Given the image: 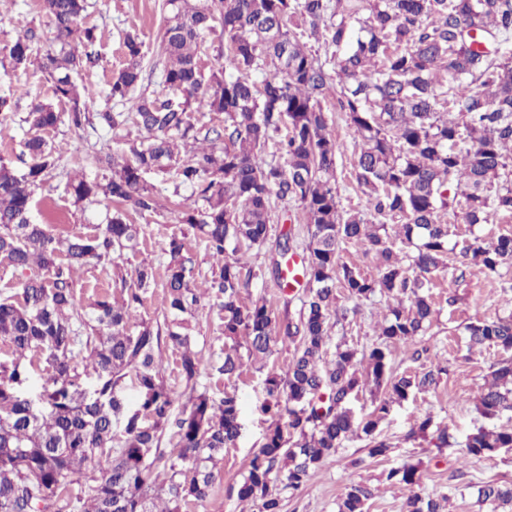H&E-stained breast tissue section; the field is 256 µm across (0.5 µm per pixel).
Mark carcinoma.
<instances>
[{"label":"carcinoma","mask_w":512,"mask_h":512,"mask_svg":"<svg viewBox=\"0 0 512 512\" xmlns=\"http://www.w3.org/2000/svg\"><path fill=\"white\" fill-rule=\"evenodd\" d=\"M163 34L170 65L163 92L133 97L142 82V42L124 38L126 62L112 74L108 97L129 105L144 132L121 154L93 163L110 172L68 184L75 202L127 203L155 213L159 200L145 175L168 173L197 198L178 203L187 224L216 260L207 287L193 285L194 261L171 238L163 284V322H135L153 269L136 271L121 300L104 296L87 306L76 296L74 274L91 264L114 263L135 251L143 229L112 214L95 235H53L31 222L33 189L55 169L57 148L42 136L61 122L53 105L39 103L25 122L27 170L0 163V266L16 280L0 298V512H186L209 498L221 480L224 449L240 436L235 392L216 397L200 382L209 370L231 379L244 359L292 351L283 373L263 380L260 406L270 416L249 461L237 499L240 512H282L279 486L293 490L334 461L343 442L368 441L369 455H387L392 443L379 426L395 404L437 384L433 371L396 374L390 346L424 335L434 313L429 288L447 269L448 225L439 210L457 207L467 224L512 215V0H167ZM52 47L39 68L53 96L68 104L79 129L93 92L74 75L95 66L94 28L80 27L85 0H44ZM221 27L227 54L210 74L201 65L205 37ZM332 50L328 66L306 40ZM30 30L7 49L16 69L30 63ZM79 41L83 52L72 42ZM336 92L360 153L354 167L371 218L346 211L332 183L340 150L323 103ZM222 112L211 144L179 162L172 145L194 129V112ZM275 151L262 158L267 147ZM455 188L448 196L449 188ZM297 202L310 240L298 319L275 316L267 298L246 304L241 290L252 272L225 254L262 246L271 232L273 200ZM203 205H198V201ZM398 218L394 233L384 220ZM366 246L377 260L374 277L340 262V245ZM463 256L496 271L512 266V235L487 243L476 238ZM346 299L385 297L387 314L369 353L346 341L332 343L337 288ZM212 301L224 343L203 361L187 332L185 314ZM469 348L504 353L481 388L476 411L484 420L512 413V312L466 326ZM177 351L182 391L166 384L162 351ZM45 373L36 398L21 393L28 372ZM139 392L125 407L127 383ZM370 387L373 409L351 407ZM181 411L173 415L175 400ZM464 459L512 451V425L477 426L459 443ZM408 490L406 512H444V495L419 492L420 467L385 473ZM374 497L350 482L337 512H368ZM477 499L512 506V483L485 482Z\"/></svg>","instance_id":"carcinoma-1"}]
</instances>
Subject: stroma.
<instances>
[{"label": "stroma", "instance_id": "obj_1", "mask_svg": "<svg viewBox=\"0 0 512 512\" xmlns=\"http://www.w3.org/2000/svg\"><path fill=\"white\" fill-rule=\"evenodd\" d=\"M166 0H86L83 23L96 28L97 49L102 61L99 66L83 71L79 80L92 85L97 97L90 112L113 109L104 91L113 70L125 61L123 41L126 33H138L143 43V80L138 94L152 96L162 88V73L168 64L164 49V20ZM50 19L42 0H0V47L13 43L33 29L48 31ZM41 51H34L27 68L12 69L0 61V93L13 91L17 103L7 119H0V160L16 171H24L29 163L25 142L31 132L24 118L36 103L54 101L53 94L39 69ZM329 126L342 145L336 157V189L344 209L367 212V197L354 178L358 148L354 143L347 116L341 112L335 97L324 103ZM139 132L127 124L115 130L85 126L81 129L60 123L50 133V140L62 149L54 178L35 188L32 198L33 223L48 225L52 234H91L97 225L106 223L113 209L97 201L75 202L66 191L67 181L83 176H98L93 164L96 153L117 148L125 139L137 138ZM157 194L162 208L156 214H142L132 206H124L128 222L142 225L144 235L137 252L126 253L112 264L90 265L76 272L74 288L83 303L108 295H119L122 280H131L138 268L152 267L156 282L146 296L139 316L143 319H162L164 299L161 283L165 276L164 246L168 238H183L194 259V277L204 284L211 275L214 260L204 243L194 236L188 225L179 221L176 205L189 190L177 186L171 176L152 175L147 179ZM442 223L448 224V261L450 266L463 268L465 274L456 279L435 276L432 298V323L423 338L425 345L437 352V360H412L408 345L399 343L391 348V365L395 372H424L432 365L445 369L436 387L418 394L416 398L394 405L380 428L392 443L387 457L373 458L368 454L366 440L346 441L336 462L320 469L309 483L297 491L283 490L282 512H336V503L348 481L371 484L376 489L369 512H405L406 487L383 481V472L405 464H421L422 486L427 494L447 495L446 512H502L495 504L479 503L476 483L507 481L512 483V452L493 457L461 460L458 448L438 449L428 439H408L407 434L417 420L431 418L434 426L448 427L457 440H464L476 424V400L482 385L501 358L495 348L469 351L464 327L477 319H490L512 311V267L490 272L472 262L464 261L461 251L466 241L480 237L491 241L501 234H512V216L497 218L487 224L464 223L459 209L440 213ZM293 230L296 243L293 252L305 258L308 226L301 206L281 203L274 206V223L267 242L239 256L240 263L251 269L254 277L243 289L244 301L265 296L276 316L298 317L301 301L298 292L280 293L273 281V270L282 256L278 247L280 232ZM455 303H448V296ZM387 311L384 298L374 297L361 302L357 313L332 325L333 338H345L365 348L375 339V327ZM289 352L279 350L259 360L247 362L239 377L230 382L212 378L206 385L214 395L223 390L236 392L241 406L244 429L235 447L225 449L222 479L212 496L204 503L189 505L186 512H239L236 491L247 474L249 458L258 448L269 422L260 415L257 406L263 397L262 381L268 371H284ZM358 460V467H349V460Z\"/></svg>", "mask_w": 512, "mask_h": 512}]
</instances>
